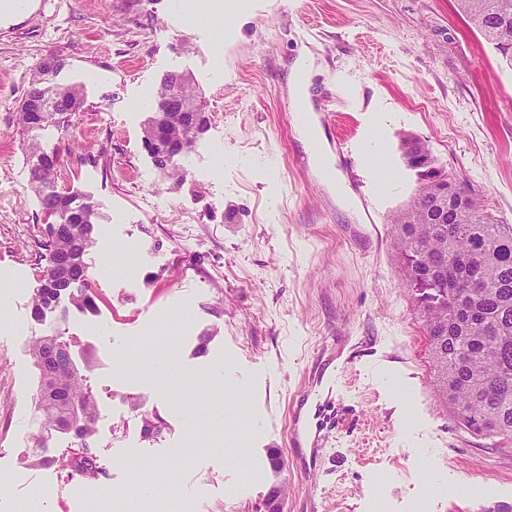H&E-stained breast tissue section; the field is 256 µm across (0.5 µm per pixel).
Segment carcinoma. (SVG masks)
Segmentation results:
<instances>
[{"label":"carcinoma","mask_w":512,"mask_h":512,"mask_svg":"<svg viewBox=\"0 0 512 512\" xmlns=\"http://www.w3.org/2000/svg\"><path fill=\"white\" fill-rule=\"evenodd\" d=\"M460 13L512 63V0H456ZM58 70L41 66L18 111L24 133L48 126L66 129L72 113L80 111L82 96L73 85L55 81ZM45 99L46 109L33 112L30 99ZM195 91L179 74L164 76L154 95L153 115L144 128L143 143L154 148L156 167L177 180V160L165 157L168 141L192 149L207 126L205 113L191 118L173 106L174 99H194ZM33 160L31 181L40 202L55 222L46 229L47 264L33 301V316L41 321L68 297L72 307H96L84 257L98 243L95 204L86 196L59 191L60 160L33 139L26 145ZM431 187L419 183L416 196L391 221L403 286L411 293L417 315L429 338L434 368L433 388L452 418L467 432L488 439L494 447L512 444V225L499 224L476 197L448 177L446 223H435ZM39 371L37 447L44 448L68 418L69 402L79 403L76 438L77 471L89 484L99 481L96 448L90 444L99 417L97 401L87 387L91 363L65 366L47 378L43 363L75 357L72 341L54 325L30 346ZM51 392L52 398L44 397Z\"/></svg>","instance_id":"carcinoma-1"}]
</instances>
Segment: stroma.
<instances>
[{"mask_svg":"<svg viewBox=\"0 0 512 512\" xmlns=\"http://www.w3.org/2000/svg\"><path fill=\"white\" fill-rule=\"evenodd\" d=\"M184 3L36 0L0 20V416L11 420L0 512H22L34 483L38 512H79L83 491L37 468L32 437L28 349L47 329L32 315L47 219L17 110L49 57L83 95L68 131L38 136L60 157L58 186L90 196L114 242L141 244L107 274L91 250L97 310L70 311L65 324L76 354L93 357V394L112 387L119 434L100 427L92 443L126 459L106 487L131 492L127 512H141L144 478L162 512H266L275 488L281 512H365L378 491L403 512L422 481L482 485L437 493L430 512H512V447L471 436L432 390L390 223L418 190L403 156L409 134L512 225V63L455 0H251L232 22L208 15L193 28ZM307 56L308 102L331 116L321 167L303 161L289 91ZM169 73L193 79L208 116L179 182L143 147L145 94ZM87 151L98 165L81 163ZM185 208L195 223H179ZM117 352L133 369L124 380L110 377ZM155 416L164 430L151 437ZM423 449L434 469L417 468ZM381 470L391 476L382 487Z\"/></svg>","mask_w":512,"mask_h":512,"instance_id":"35a3bbf8","label":"stroma"}]
</instances>
